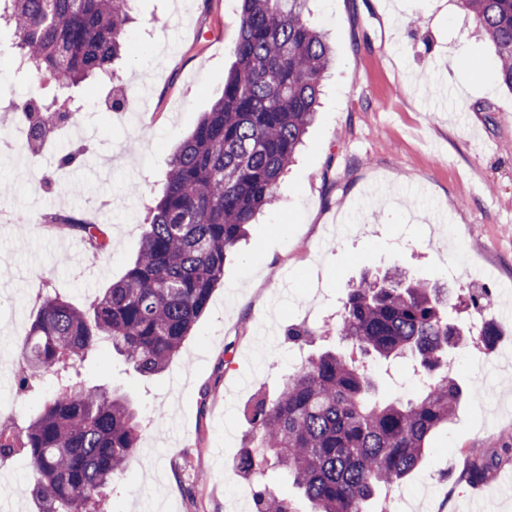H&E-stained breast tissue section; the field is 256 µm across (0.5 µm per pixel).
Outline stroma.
<instances>
[{"instance_id": "stroma-1", "label": "stroma", "mask_w": 512, "mask_h": 512, "mask_svg": "<svg viewBox=\"0 0 512 512\" xmlns=\"http://www.w3.org/2000/svg\"><path fill=\"white\" fill-rule=\"evenodd\" d=\"M311 18L336 63L304 143L273 206L224 261V278L179 355L138 375L109 350L94 353L84 385L128 395L140 451L112 492L113 512H254L253 479L237 465L249 446L255 395L274 399L297 366L337 347L295 346L292 328L335 323L362 278L399 272L448 284L450 316L467 327L469 290L485 291L498 336L467 338L451 352L464 399L431 436L418 468L392 488L400 512H512V464L483 481L462 479L468 454L492 457L512 440V92L488 64L493 48L456 0H312ZM240 0H132L130 44L118 75L138 121L106 122L93 107L112 89L89 80L86 108L41 160L0 157V399L14 425L36 414L41 392H18L25 332L37 316L32 289L89 310L121 278L162 194L172 153L224 87L236 62ZM485 63L482 74L472 65ZM431 85L423 94L422 85ZM79 165L50 174L64 150ZM55 213L103 224L109 247L48 228ZM346 223L338 231L336 221ZM376 395L416 393L404 359L374 374ZM25 458L0 471V512H35Z\"/></svg>"}]
</instances>
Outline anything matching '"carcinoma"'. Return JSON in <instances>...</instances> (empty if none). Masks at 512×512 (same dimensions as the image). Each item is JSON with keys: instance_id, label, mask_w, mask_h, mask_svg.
Masks as SVG:
<instances>
[{"instance_id": "carcinoma-1", "label": "carcinoma", "mask_w": 512, "mask_h": 512, "mask_svg": "<svg viewBox=\"0 0 512 512\" xmlns=\"http://www.w3.org/2000/svg\"><path fill=\"white\" fill-rule=\"evenodd\" d=\"M130 0H0L12 26L14 72L52 79L60 93L16 104L33 141L78 118L69 90L89 80H118L114 63L129 40ZM307 0H241L234 54L238 65L221 96L170 158L166 188L125 274L86 312L45 296L25 334L18 388L50 380L38 413L20 436L0 428V459L23 455L38 512H110L105 489L138 451L137 415L126 398L78 384L89 353L112 348L142 375L164 371L205 312L224 275V256L271 205L319 104L333 50L305 14ZM495 48L497 78L512 91V0H459ZM47 223L108 247L97 224L56 214ZM448 298L420 280L387 275L354 285L336 325L295 328L294 343L336 333L344 348L308 359L278 397L252 406L255 446L239 458L247 474L270 458L311 505L310 512H370L368 505L419 465L432 434L448 425L462 391L449 374L448 350L461 331L448 320ZM411 358L420 381L414 398H375L364 357ZM490 463L473 456L469 483ZM256 512H295L293 501L261 484Z\"/></svg>"}]
</instances>
